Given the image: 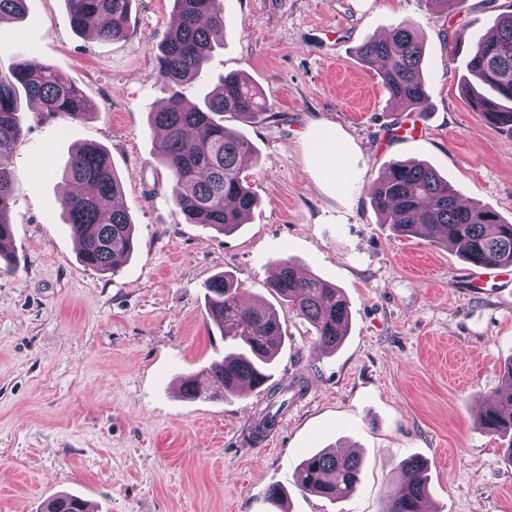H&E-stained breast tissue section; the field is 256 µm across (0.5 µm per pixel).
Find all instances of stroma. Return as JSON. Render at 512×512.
<instances>
[{"label":"stroma","mask_w":512,"mask_h":512,"mask_svg":"<svg viewBox=\"0 0 512 512\" xmlns=\"http://www.w3.org/2000/svg\"><path fill=\"white\" fill-rule=\"evenodd\" d=\"M217 77L247 76L278 120L225 116L258 162L247 173L259 203L223 235L186 223L149 114L165 93L152 77L174 0H136L126 40L76 31L66 0H26L0 22V68L35 50L76 84L87 119L23 102L11 159L14 268L0 273V512H41L69 493L95 512H383L399 464H429L438 512H512L505 442L480 425L484 398L512 363V281L471 285L468 263L424 236L382 223L367 185L395 161L431 165L464 203L512 223V130L467 105L465 62L512 0H222ZM414 23L425 49L431 107L390 101L356 55L366 41ZM414 120L421 134L397 136ZM342 140L352 177L329 180L318 141ZM103 147L122 182L134 251L117 272L83 265L62 220L63 170L76 149ZM340 288L350 309L343 342L314 327L270 287L274 263ZM229 273L246 303L275 305L286 333L271 370L288 405L267 441L251 430L262 391L183 398L182 377L204 379L226 344L208 318L205 285ZM325 448L363 457L360 484L332 501L301 491L297 465ZM273 484L287 498H263Z\"/></svg>","instance_id":"35a3bbf8"}]
</instances>
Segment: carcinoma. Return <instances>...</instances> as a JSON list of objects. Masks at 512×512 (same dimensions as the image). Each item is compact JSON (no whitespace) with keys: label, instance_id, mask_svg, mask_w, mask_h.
<instances>
[{"label":"carcinoma","instance_id":"obj_1","mask_svg":"<svg viewBox=\"0 0 512 512\" xmlns=\"http://www.w3.org/2000/svg\"><path fill=\"white\" fill-rule=\"evenodd\" d=\"M26 0H0V22L22 15ZM134 0H67L72 25L102 39L126 38ZM177 20L159 44L154 78L167 92L165 107L151 113L152 126L164 131L162 163L172 177L173 200L189 224H204L229 235L238 230L258 203L246 172L256 163L255 149L242 135L224 127L229 113L247 123L275 120L257 88L239 74L219 77L202 103L190 102L187 88L206 69L217 40L224 35L221 0H175ZM376 67L390 98L425 111L430 87L423 75V45L413 24L402 22L387 38L358 49ZM469 106L494 126L512 129V13L499 18L494 34L476 43L462 75ZM42 111L80 120L91 106L82 91L52 65L29 50L6 72L0 70V259H9L14 203L10 160L22 134L20 95ZM64 180L73 190L61 198L64 221L82 243L84 265L115 272L131 256L133 224L117 204L120 181L108 153L85 145L70 157ZM382 223L409 236L426 226L432 237L451 245L464 261L486 267H512V224L493 210L463 206L459 193L433 168L395 161L367 188ZM271 286L282 300L315 328L325 346L339 345L346 335L349 310L331 284L297 273L288 258L275 262ZM206 312L223 331L229 352L206 369L214 389L224 396L238 393L247 382L271 378L270 364L281 348L283 329L272 308L246 305L225 275L207 286ZM286 401L271 402L256 422L257 430L275 425ZM482 427L509 438L503 458L512 464V363L502 386L488 395L480 415ZM362 461L354 454L325 450L298 465L294 480L303 491L332 500L350 497L359 483ZM405 480L392 492L384 512H428L427 465L417 457L400 463ZM42 512H90L83 499L63 494L49 499Z\"/></svg>","mask_w":512,"mask_h":512}]
</instances>
